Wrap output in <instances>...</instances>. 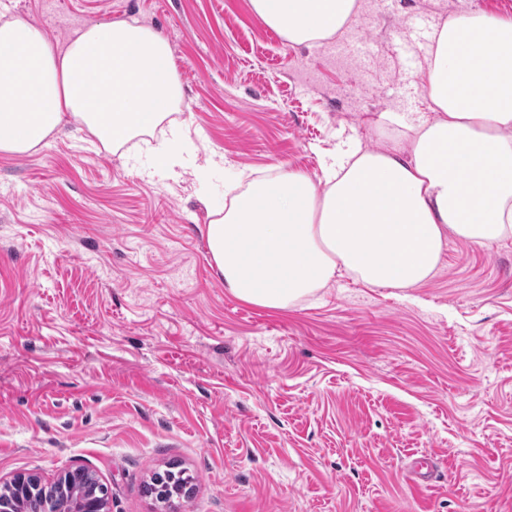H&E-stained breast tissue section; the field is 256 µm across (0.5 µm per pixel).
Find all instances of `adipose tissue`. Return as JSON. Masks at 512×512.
<instances>
[{"label": "adipose tissue", "instance_id": "obj_1", "mask_svg": "<svg viewBox=\"0 0 512 512\" xmlns=\"http://www.w3.org/2000/svg\"><path fill=\"white\" fill-rule=\"evenodd\" d=\"M290 43L329 38L353 23L358 0H250ZM421 87L433 118L403 151L354 148L319 180L293 171L239 172L208 250L237 299L286 310L339 276L376 288L433 277L449 237L487 247L512 236V18L448 17L432 33ZM168 42L127 22L88 27L56 50L26 22L0 21V152L24 154L65 117L136 158L134 139L179 163L189 148Z\"/></svg>", "mask_w": 512, "mask_h": 512}]
</instances>
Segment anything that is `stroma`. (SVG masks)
I'll return each instance as SVG.
<instances>
[{"mask_svg":"<svg viewBox=\"0 0 512 512\" xmlns=\"http://www.w3.org/2000/svg\"><path fill=\"white\" fill-rule=\"evenodd\" d=\"M293 45L248 0H0L56 47L137 21L169 42L170 167L84 141L0 152V480L82 466L109 512H512V237L448 238L402 297L342 277L285 310L244 303L208 252L239 171L321 179L353 146L404 143L379 116L429 113L420 28L512 0H361ZM440 479L418 490L412 459ZM194 476L167 508L153 473Z\"/></svg>","mask_w":512,"mask_h":512,"instance_id":"1","label":"stroma"}]
</instances>
